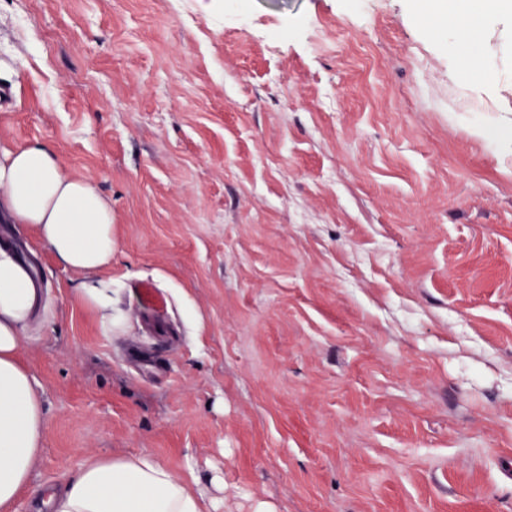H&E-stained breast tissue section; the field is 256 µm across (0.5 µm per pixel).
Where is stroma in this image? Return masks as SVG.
I'll return each instance as SVG.
<instances>
[{
    "instance_id": "35a3bbf8",
    "label": "stroma",
    "mask_w": 512,
    "mask_h": 512,
    "mask_svg": "<svg viewBox=\"0 0 512 512\" xmlns=\"http://www.w3.org/2000/svg\"><path fill=\"white\" fill-rule=\"evenodd\" d=\"M450 3L0 0V147L111 200L124 315L16 232L46 431L15 512L141 452L220 512H512V147L471 134L512 127V38L498 89L451 76Z\"/></svg>"
}]
</instances>
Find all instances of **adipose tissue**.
I'll use <instances>...</instances> for the list:
<instances>
[{
  "mask_svg": "<svg viewBox=\"0 0 512 512\" xmlns=\"http://www.w3.org/2000/svg\"><path fill=\"white\" fill-rule=\"evenodd\" d=\"M512 18V0H498L480 22L454 27L456 69L497 85L495 63L476 55L488 24ZM0 217L33 233L65 267L79 273L77 290L106 329L122 315L112 305V203L91 182L68 175L56 149L41 140L0 149ZM43 290L15 247L0 243V512H13L30 487L44 448L46 416L41 390L19 350ZM41 512H218L219 502L152 453L95 457L77 474L46 490Z\"/></svg>",
  "mask_w": 512,
  "mask_h": 512,
  "instance_id": "ef3b65f1",
  "label": "adipose tissue"
}]
</instances>
